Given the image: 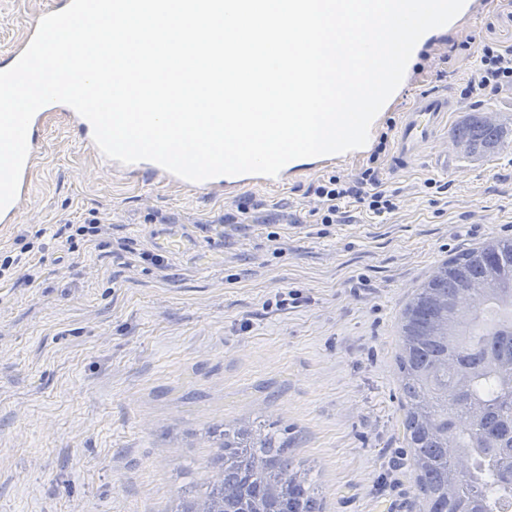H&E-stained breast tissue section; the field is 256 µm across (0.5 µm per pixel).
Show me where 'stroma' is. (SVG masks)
Instances as JSON below:
<instances>
[{"label":"stroma","instance_id":"35a3bbf8","mask_svg":"<svg viewBox=\"0 0 512 512\" xmlns=\"http://www.w3.org/2000/svg\"><path fill=\"white\" fill-rule=\"evenodd\" d=\"M47 2L0 0V53ZM471 11L428 32L364 147L271 190L220 200L115 178L49 121L28 205L0 225V255L92 219L109 245L50 238L0 281V512H169L211 479V431L243 424L278 430L326 512H419L398 316L441 259L512 237V146L397 170L378 144L430 91L456 98L452 125L468 112L512 117L511 92L461 96L478 44H512V0ZM371 166L395 211L375 219L353 203L344 223H315L310 186ZM242 209L246 223H225ZM173 224L188 226L194 253L145 261Z\"/></svg>","mask_w":512,"mask_h":512}]
</instances>
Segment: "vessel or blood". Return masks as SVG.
<instances>
[{
  "label": "vessel or blood",
  "instance_id": "1",
  "mask_svg": "<svg viewBox=\"0 0 512 512\" xmlns=\"http://www.w3.org/2000/svg\"><path fill=\"white\" fill-rule=\"evenodd\" d=\"M455 108L454 100L448 94L431 92L420 96L411 106L406 108L399 120V126L395 135L394 163L403 164L416 160L428 146L436 139L439 129L448 118L449 112ZM61 114L70 129H73L80 137L82 144L89 152H97L98 147L93 139L91 123L79 116L72 108L61 103H52L40 109L34 116L27 134L28 157L24 165L16 200L7 208L0 211V224L16 223L20 211L23 209L30 187V174L38 157V137L41 127H44L53 114ZM101 164L107 170L122 174H131L140 170H147L151 180L155 184L168 185L181 184L182 188L204 192L210 196L220 198L234 193L242 184L250 182V175L218 176L213 179L193 183L178 180L161 165L153 161L122 164L105 158Z\"/></svg>",
  "mask_w": 512,
  "mask_h": 512
}]
</instances>
